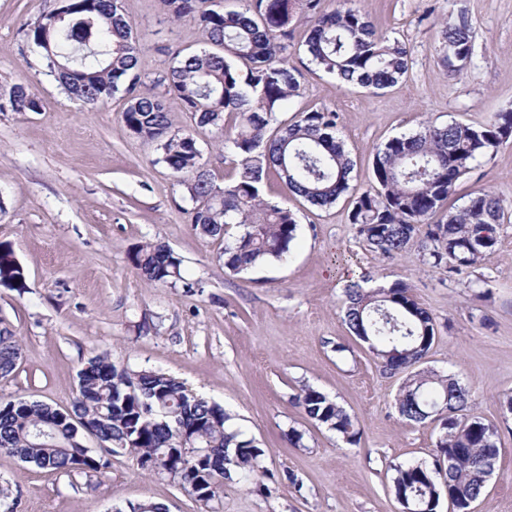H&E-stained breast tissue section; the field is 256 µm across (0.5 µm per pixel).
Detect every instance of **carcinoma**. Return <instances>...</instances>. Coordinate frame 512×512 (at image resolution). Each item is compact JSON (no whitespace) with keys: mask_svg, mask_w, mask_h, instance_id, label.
Returning <instances> with one entry per match:
<instances>
[{"mask_svg":"<svg viewBox=\"0 0 512 512\" xmlns=\"http://www.w3.org/2000/svg\"><path fill=\"white\" fill-rule=\"evenodd\" d=\"M121 0H63L65 16L50 13L24 30L27 47L47 75L84 104L96 105L121 92L125 125L139 138L155 141L163 163L185 185L190 222L203 237L224 241V268L240 274L279 262L298 232L296 214L264 199L274 175L289 191L314 206H328L349 188L353 161L336 141V113L302 112L276 128V114L300 95L299 71L286 52L297 0H252L227 9L223 0H160L173 20L190 19L208 34L213 48L183 55L164 75L146 83L143 49ZM311 23L304 51L316 68L362 88L384 90L409 70L406 45L379 33L359 11L325 9V0H302ZM448 74L460 72L473 55L472 26L461 12L442 24ZM174 94L198 127L224 131V116H235L224 148L235 157L233 176L220 186L200 163L190 134L171 133L167 96ZM39 103L25 84L1 100L0 112H36ZM512 138V109L484 125L427 123L412 135L389 139L373 155L376 185L358 193L349 213L358 236L385 259L403 255L425 226L423 261L458 275L495 251L504 223L503 200L490 192L468 197L445 220L428 219L480 158L494 155ZM139 275L154 284L182 281L181 260L162 243H145L132 255ZM0 285L23 292L26 275L13 250L0 243ZM344 318L350 332L367 344L380 367L407 378L397 398L399 414L422 423L440 414L443 434L432 462L394 466L396 499L404 509L436 512L446 496L454 512H470L484 493L500 448L497 428L467 413L470 391L452 374L418 371L431 349L437 326L397 281L388 288H345ZM21 357L17 336L0 329V378L15 371ZM71 408L41 401H0V450L49 471H95L109 461L92 455L82 434L96 436L111 453L121 449L140 467L164 475L184 489L224 484L231 465L251 479L264 454L252 439L226 427L229 414L156 370L117 365L107 354L91 357L77 371ZM308 417L349 444L359 431L347 411L323 392L305 387L297 396Z\"/></svg>","mask_w":512,"mask_h":512,"instance_id":"cac0c4a2","label":"carcinoma"}]
</instances>
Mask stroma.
<instances>
[{
	"instance_id": "stroma-1",
	"label": "stroma",
	"mask_w": 512,
	"mask_h": 512,
	"mask_svg": "<svg viewBox=\"0 0 512 512\" xmlns=\"http://www.w3.org/2000/svg\"><path fill=\"white\" fill-rule=\"evenodd\" d=\"M410 52L396 86L369 90L319 72L303 52L310 24L296 13L288 57L302 94L281 122L310 110L336 112V138L353 160L350 190L315 207L271 180L265 197L288 203L299 236L287 261L235 274L222 241L199 236L186 188L158 163L156 142L125 126V99L98 105L72 98L44 75L23 42L26 25L60 0H0V90L28 83L35 112H0V243L26 273L25 292L0 286V328L19 337L22 355L0 398L70 408L76 373L88 358L162 371L224 407L232 425L264 451L254 480H225L210 504L168 478L148 473L125 452L108 454L93 436L101 472H49L0 451V486L14 512H126L152 501L168 512H402L392 465L430 461L438 421L409 423L395 400L402 375L383 373L344 322L341 301L352 279L403 281L435 318L438 333L422 366L450 373L471 391L468 412L498 429L500 454L473 512H512V223L493 254L458 275L424 265L418 245L394 260L372 253L349 221L354 193L374 184L373 154L392 137L431 121L479 125L512 109V0H349ZM144 49L150 76L167 72L178 52L207 46L194 22L169 20L158 0H122ZM465 12L473 56L458 75L445 67L443 21ZM173 132L193 136L202 164L224 179L234 157L211 127L191 123L169 96ZM490 191L512 207V139L474 163L435 220L468 195ZM166 244L181 261L184 284H150L131 262L135 248ZM488 283L480 293L475 281ZM343 344V353L333 344ZM310 386L342 405L360 432L343 441L309 418L293 397ZM300 445L289 441L291 432Z\"/></svg>"
}]
</instances>
